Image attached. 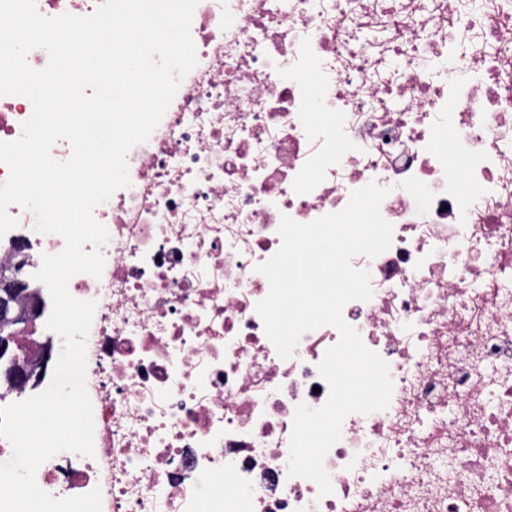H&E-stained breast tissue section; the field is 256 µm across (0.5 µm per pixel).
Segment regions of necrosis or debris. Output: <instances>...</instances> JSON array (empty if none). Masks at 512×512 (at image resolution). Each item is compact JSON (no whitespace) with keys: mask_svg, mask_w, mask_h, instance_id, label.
<instances>
[{"mask_svg":"<svg viewBox=\"0 0 512 512\" xmlns=\"http://www.w3.org/2000/svg\"><path fill=\"white\" fill-rule=\"evenodd\" d=\"M198 63L131 184L95 207L110 240L87 338L94 454L35 480L102 491V512H512V0H200ZM388 188L389 249L355 256L373 295L342 311L386 360L387 409L349 414L324 465L288 474L298 404L321 406L323 326L281 359L256 305L282 216L307 224L368 183ZM18 225L41 311L21 356L48 352L14 399L51 383L61 337L35 274L62 236Z\"/></svg>","mask_w":512,"mask_h":512,"instance_id":"necrosis-or-debris-1","label":"necrosis or debris"}]
</instances>
